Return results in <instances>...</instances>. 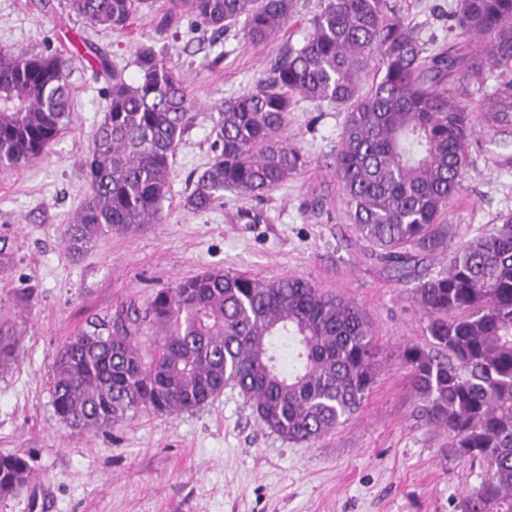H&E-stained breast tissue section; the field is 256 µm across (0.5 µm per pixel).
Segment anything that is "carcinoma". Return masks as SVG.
Masks as SVG:
<instances>
[{"instance_id":"obj_1","label":"carcinoma","mask_w":512,"mask_h":512,"mask_svg":"<svg viewBox=\"0 0 512 512\" xmlns=\"http://www.w3.org/2000/svg\"><path fill=\"white\" fill-rule=\"evenodd\" d=\"M140 0H68L93 27L122 30ZM220 36L243 23L266 44L295 0H167ZM457 27L485 49L425 54L389 0H321L302 41L288 45L255 86L218 107L212 155L185 205L210 209L224 193L260 199L305 168L285 136L294 99L347 112L334 157L339 189L360 237L398 282L432 255L443 271L422 277L413 298L424 343L401 352L417 398L416 417L448 431V447L480 459L487 478L465 493L459 512H512V212L468 239L440 223L460 191L473 113L455 86L512 73V0H458ZM78 55L109 79L106 109L82 166L88 191L66 236L90 241L163 219L173 159L192 124L193 102L179 73L152 44L135 53L125 78L84 43ZM68 51L0 49V168L42 159L71 117ZM377 77L362 79L371 61ZM489 126L512 122V82L483 102ZM160 339L147 353L141 322ZM21 332L0 312V370L16 363ZM52 405L78 430H107L130 415L189 413L224 387L238 389L262 427L311 443L356 413L377 377L372 324L357 305L299 276L262 281L211 270L157 290L140 315L132 307L114 330L72 337L54 354ZM27 460L0 453V498L30 484Z\"/></svg>"}]
</instances>
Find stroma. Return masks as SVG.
<instances>
[{
    "label": "stroma",
    "instance_id": "1",
    "mask_svg": "<svg viewBox=\"0 0 512 512\" xmlns=\"http://www.w3.org/2000/svg\"><path fill=\"white\" fill-rule=\"evenodd\" d=\"M426 51L455 42L457 0H390ZM164 0H145L121 31L94 28L67 0H0V49L47 53L93 43L126 78L141 44L163 50L195 104L178 145L163 220L72 247L63 230L88 186L81 166L103 117L105 77L71 64L70 122L45 161L0 169V308L21 330L20 355L0 373V453L25 457L30 486L0 498V512H458L485 468L457 457L448 433L419 421L400 354L426 339L412 284L393 280L347 216L333 156L345 112L296 99L287 136L306 167L263 200L225 194L212 209L184 205L190 175L211 156L210 132L225 99L250 90L288 44L299 43L320 0H297L292 20L256 47L234 26L213 38L185 12L160 30ZM326 195L325 214L310 204ZM512 211V125H477L460 195L444 217L470 237ZM211 269L259 279L298 275L362 308L372 322L379 375L359 411L312 445L269 433L238 390L179 415L140 414L80 433L52 406L56 349L117 311L144 307L158 289ZM29 302L16 300L17 286Z\"/></svg>",
    "mask_w": 512,
    "mask_h": 512
}]
</instances>
